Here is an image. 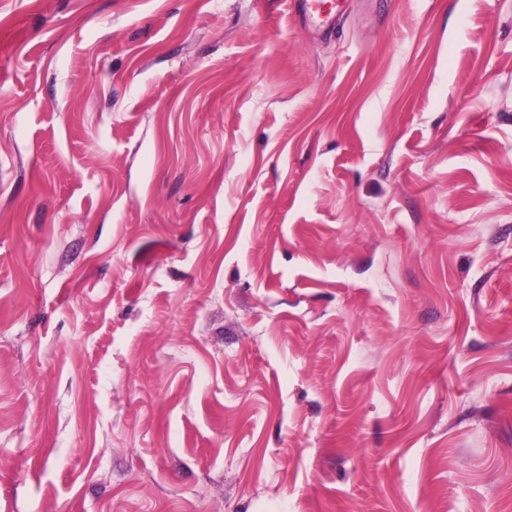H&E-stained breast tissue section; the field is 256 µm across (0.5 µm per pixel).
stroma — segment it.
I'll return each mask as SVG.
<instances>
[{
  "mask_svg": "<svg viewBox=\"0 0 512 512\" xmlns=\"http://www.w3.org/2000/svg\"><path fill=\"white\" fill-rule=\"evenodd\" d=\"M0 512H512V0H0ZM345 0H293L292 15L301 26H330L336 22V16Z\"/></svg>",
  "mask_w": 512,
  "mask_h": 512,
  "instance_id": "obj_1",
  "label": "stroma"
}]
</instances>
